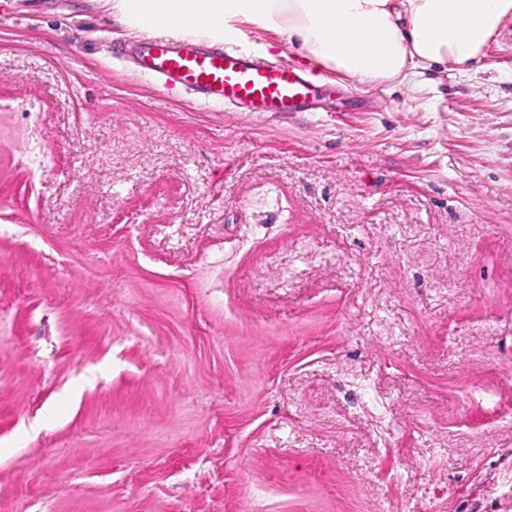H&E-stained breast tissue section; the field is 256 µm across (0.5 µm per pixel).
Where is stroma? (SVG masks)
Listing matches in <instances>:
<instances>
[{"mask_svg": "<svg viewBox=\"0 0 512 512\" xmlns=\"http://www.w3.org/2000/svg\"><path fill=\"white\" fill-rule=\"evenodd\" d=\"M0 0V512H512V18L464 76L228 112Z\"/></svg>", "mask_w": 512, "mask_h": 512, "instance_id": "obj_1", "label": "stroma"}]
</instances>
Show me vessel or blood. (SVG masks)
I'll list each match as a JSON object with an SVG mask.
<instances>
[{
  "mask_svg": "<svg viewBox=\"0 0 512 512\" xmlns=\"http://www.w3.org/2000/svg\"><path fill=\"white\" fill-rule=\"evenodd\" d=\"M139 66L165 88L194 95L199 104L224 103L242 112L305 111L319 89L289 63L259 64L238 49L192 37L147 44Z\"/></svg>",
  "mask_w": 512,
  "mask_h": 512,
  "instance_id": "obj_1",
  "label": "vessel or blood"
}]
</instances>
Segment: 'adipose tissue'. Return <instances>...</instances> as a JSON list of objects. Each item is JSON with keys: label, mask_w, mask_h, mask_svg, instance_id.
<instances>
[{"label": "adipose tissue", "mask_w": 512, "mask_h": 512, "mask_svg": "<svg viewBox=\"0 0 512 512\" xmlns=\"http://www.w3.org/2000/svg\"><path fill=\"white\" fill-rule=\"evenodd\" d=\"M134 35L226 43L248 24L284 36L307 61L360 83L467 74L512 0H102Z\"/></svg>", "instance_id": "adipose-tissue-1"}]
</instances>
